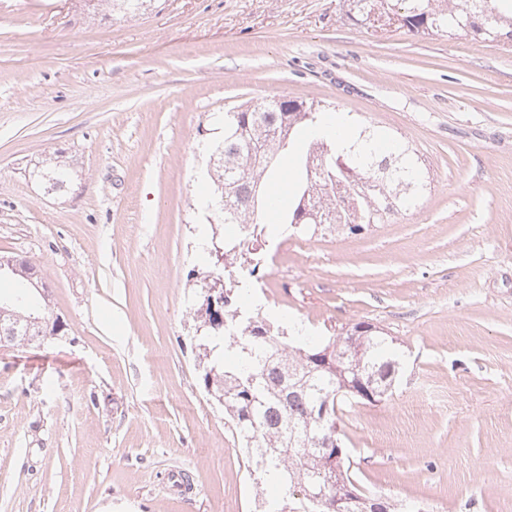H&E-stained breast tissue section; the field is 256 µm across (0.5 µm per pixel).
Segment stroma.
I'll list each match as a JSON object with an SVG mask.
<instances>
[{
  "mask_svg": "<svg viewBox=\"0 0 512 512\" xmlns=\"http://www.w3.org/2000/svg\"><path fill=\"white\" fill-rule=\"evenodd\" d=\"M346 10L0 0V255L42 271L62 324L0 346V512H256L188 273L215 116L279 95L398 132L432 184L357 236L268 237L254 307L319 336L365 322L402 353L381 402L339 411L358 485L398 512H512V43ZM56 154L75 176L51 192L34 169ZM97 2H101V5H105L112 12L113 19L145 14L152 6L151 0H98Z\"/></svg>",
  "mask_w": 512,
  "mask_h": 512,
  "instance_id": "1",
  "label": "stroma"
}]
</instances>
